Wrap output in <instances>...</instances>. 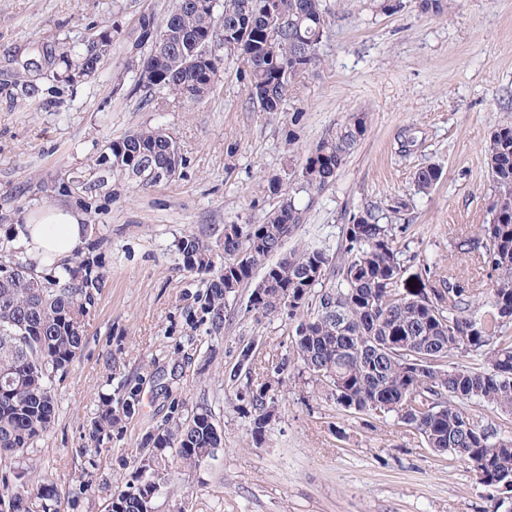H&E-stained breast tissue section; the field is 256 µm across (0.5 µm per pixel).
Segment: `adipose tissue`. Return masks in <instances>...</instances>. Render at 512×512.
Returning <instances> with one entry per match:
<instances>
[{
    "mask_svg": "<svg viewBox=\"0 0 512 512\" xmlns=\"http://www.w3.org/2000/svg\"><path fill=\"white\" fill-rule=\"evenodd\" d=\"M85 232L81 212L50 206L39 216L27 218L13 244L22 249L37 268H53L72 257Z\"/></svg>",
    "mask_w": 512,
    "mask_h": 512,
    "instance_id": "1",
    "label": "adipose tissue"
}]
</instances>
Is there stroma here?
<instances>
[{
	"instance_id": "35a3bbf8",
	"label": "stroma",
	"mask_w": 512,
	"mask_h": 512,
	"mask_svg": "<svg viewBox=\"0 0 512 512\" xmlns=\"http://www.w3.org/2000/svg\"><path fill=\"white\" fill-rule=\"evenodd\" d=\"M326 3L335 19L319 64L297 78L282 111L263 112L233 57L198 105L136 86L128 62L149 51L137 43L138 20H163L175 0H0V247L27 216L77 207L87 224L82 249L107 272L83 352L55 385V422L20 461L30 477L51 471L65 512H107L145 437L175 407L185 417L210 410L224 445L200 467H173L154 512H486L487 490L465 464L422 451L412 432L343 411L297 363L288 319L250 310L252 285L229 297L219 336L187 317L200 308L202 283L183 271L178 238L201 234L223 255L225 225L259 224L272 210L267 178L297 188L308 150L351 112L368 113L366 135L314 195L286 249L337 253L351 214L402 198L403 280L425 265L455 267L485 288L498 277L455 244L489 218L485 145L495 126L512 123V0H453L439 16L414 0L394 14L373 0ZM104 29L112 52L94 78L67 87L43 75L33 98L17 86L44 43ZM295 112L300 138L290 148ZM146 126L174 137L184 159L175 178L142 188L117 174L87 190L107 145ZM433 165L439 183L418 193L416 171ZM281 361L290 379L279 413L253 438L244 395ZM126 380L141 389L135 415L100 454L85 456L101 396Z\"/></svg>"
}]
</instances>
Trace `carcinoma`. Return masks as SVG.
Returning <instances> with one entry per match:
<instances>
[{"label":"carcinoma","mask_w":512,"mask_h":512,"mask_svg":"<svg viewBox=\"0 0 512 512\" xmlns=\"http://www.w3.org/2000/svg\"><path fill=\"white\" fill-rule=\"evenodd\" d=\"M138 39L149 53L134 64L138 86L173 93L195 104L210 94L224 64L234 57L245 66L249 99L262 112H280L293 79L319 61V49L331 31L325 0H176L164 22L143 16ZM221 46L224 55L215 53ZM112 35L101 39L52 41L26 71H48L73 85L94 76L111 53ZM368 113L352 112L306 155L301 189L320 191L336 180L348 156L364 138ZM159 128H141L112 142L101 157V188L112 172L127 174L141 186L172 180L169 145ZM494 195L489 222L478 236L459 241L460 250L477 254L499 272L485 292L452 273L433 275L427 293L405 294L398 287L404 268L395 227L386 214L366 210L344 225L343 250L331 255L315 246L280 254L300 228L305 207L282 192L272 177L265 192L278 206L261 224L224 225V263L199 235L185 233L176 249L182 267L207 276L202 310L214 333L224 328L225 300L249 283L255 266L273 281L263 305L250 303L262 316L286 315L296 322L292 345L297 359L331 391L336 404L361 418L391 416L414 431L424 447L450 454L468 467L478 464L482 484L490 488L512 479V437L480 420L460 429L475 403L512 415V123L498 125L487 145ZM442 171L417 170V191L429 193ZM278 256L274 262L272 256ZM333 284H328V281ZM106 275L97 258L75 252L72 261L48 272L36 271L18 252L0 254V512H61L55 485L43 474L29 490H18L14 464L55 422L54 383L79 358L87 316L95 309ZM295 303L284 306L282 301ZM334 302L336 315L327 313ZM283 381L265 382L246 392L252 434L268 425L265 412L278 411ZM139 388L130 381L117 396L103 397L87 429L96 455L112 428L135 413ZM148 453L136 464L132 482L115 491L110 512H153V499L166 484L168 460L195 468L216 456L224 436L206 409L182 419L177 407L145 438Z\"/></svg>","instance_id":"cac0c4a2"}]
</instances>
